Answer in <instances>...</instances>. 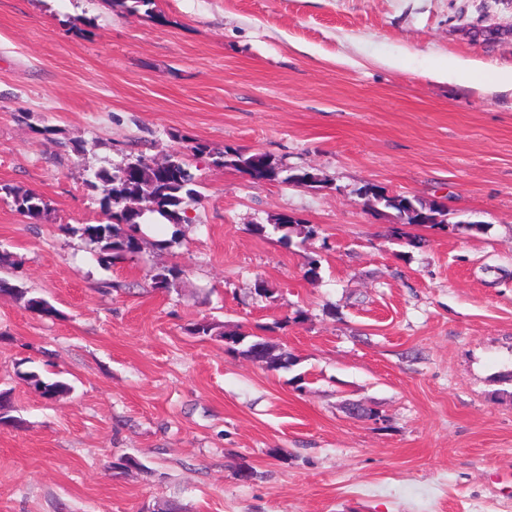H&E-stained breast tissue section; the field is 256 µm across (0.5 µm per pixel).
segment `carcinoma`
<instances>
[{
	"label": "carcinoma",
	"mask_w": 512,
	"mask_h": 512,
	"mask_svg": "<svg viewBox=\"0 0 512 512\" xmlns=\"http://www.w3.org/2000/svg\"><path fill=\"white\" fill-rule=\"evenodd\" d=\"M214 163L221 167H233L250 176L260 169L268 181H275L279 176V171L260 154L230 151L218 154ZM88 184L92 187L102 186L107 222L86 224L82 227L65 225L61 230L78 234L94 245L97 262L107 267L117 260H131L138 256L146 226H179L187 223V206L197 201L199 196L197 179L191 172L187 159L178 153L169 155L161 165L151 157L141 154L110 170L100 169L93 172ZM364 191L373 193L379 199L380 209L396 212L405 224L447 223L448 211L438 205L426 204L414 197L403 201L399 195L387 196L384 190L370 185L365 186ZM2 193L12 199L17 211L31 219H39L48 209L45 199L34 191L0 185V194ZM269 228L282 233V238L286 239L294 224L280 215ZM269 228L258 224L253 230L261 235ZM181 274L182 269L177 265L157 269L151 275L152 285L156 289H169ZM0 294L13 295L22 300L28 310L41 318L48 319L56 313L55 306L48 300L19 287L6 276L0 278ZM221 337L229 346V351L237 352L247 359L253 358L254 349H259L261 356L273 370L288 369L295 363L290 353L277 350L276 346L260 336L249 341L242 335L223 333ZM16 376L43 391L49 399L66 395L72 390L69 382L49 377L39 368L27 365L25 360L18 363Z\"/></svg>",
	"instance_id": "cac0c4a2"
}]
</instances>
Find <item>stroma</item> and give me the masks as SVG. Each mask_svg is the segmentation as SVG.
I'll use <instances>...</instances> for the list:
<instances>
[{"label": "stroma", "mask_w": 512, "mask_h": 512, "mask_svg": "<svg viewBox=\"0 0 512 512\" xmlns=\"http://www.w3.org/2000/svg\"><path fill=\"white\" fill-rule=\"evenodd\" d=\"M445 57L511 70L512 0H0V184L48 203L0 197V253L60 312L0 295L25 421L0 427V512H512V95L427 78ZM229 149L326 184L255 185L213 165ZM173 152L201 184L170 248L167 226L107 268L62 232L105 219L92 171ZM368 183L441 202L447 227L402 244ZM280 214L316 235L254 233ZM204 318L297 363L190 335ZM24 359L71 392L18 380ZM122 455L141 468L114 474ZM11 198L17 211L31 219H39L48 209L45 199L31 190H22L10 185H0V194ZM226 340L224 344L229 346L228 351L238 352L247 359L253 358L255 348H259L262 358H265L269 368L273 370L289 369L294 365V357L286 351H277V347L260 336H253L255 339L245 342L247 336L221 333Z\"/></svg>", "instance_id": "35a3bbf8"}]
</instances>
